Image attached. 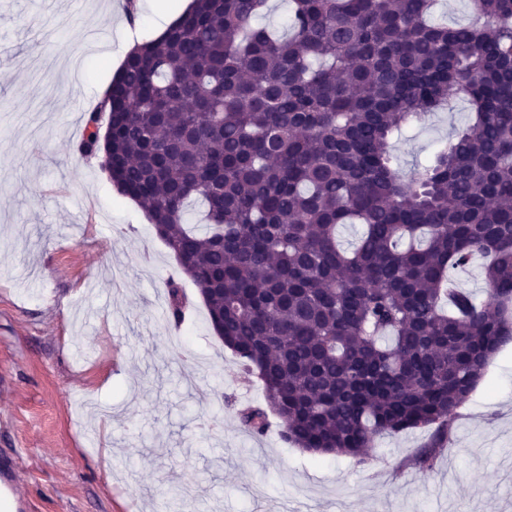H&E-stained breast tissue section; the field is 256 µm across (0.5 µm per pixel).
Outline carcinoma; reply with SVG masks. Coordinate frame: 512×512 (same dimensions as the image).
I'll list each match as a JSON object with an SVG mask.
<instances>
[{"label": "carcinoma", "mask_w": 512, "mask_h": 512, "mask_svg": "<svg viewBox=\"0 0 512 512\" xmlns=\"http://www.w3.org/2000/svg\"><path fill=\"white\" fill-rule=\"evenodd\" d=\"M289 2L278 33L269 0H193L127 54L81 150L107 151L262 382L246 432L273 413L292 445L363 462L376 436L433 426L416 455L430 471L512 341V0H474L453 26L434 0ZM453 102L466 122L406 173L395 140ZM475 258L481 299L453 287ZM168 299L181 317L173 279Z\"/></svg>", "instance_id": "1"}]
</instances>
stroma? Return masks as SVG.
Listing matches in <instances>:
<instances>
[{"label":"stroma","mask_w":512,"mask_h":512,"mask_svg":"<svg viewBox=\"0 0 512 512\" xmlns=\"http://www.w3.org/2000/svg\"><path fill=\"white\" fill-rule=\"evenodd\" d=\"M125 0H0V449L31 512H512V343L464 403L434 471L433 430L377 436L367 462L288 444L146 215L82 155L124 59ZM454 104L396 143L406 168L464 124ZM188 309L185 363L159 321Z\"/></svg>","instance_id":"35a3bbf8"}]
</instances>
